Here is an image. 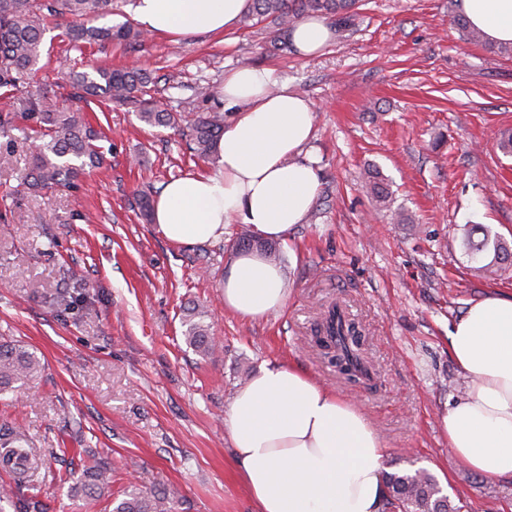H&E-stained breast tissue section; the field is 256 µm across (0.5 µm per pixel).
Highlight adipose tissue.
Segmentation results:
<instances>
[{"label": "adipose tissue", "mask_w": 512, "mask_h": 512, "mask_svg": "<svg viewBox=\"0 0 512 512\" xmlns=\"http://www.w3.org/2000/svg\"><path fill=\"white\" fill-rule=\"evenodd\" d=\"M253 0H136L135 21L171 42L234 28ZM470 27L492 45L512 44V0H462ZM310 57L335 37L324 16L289 32ZM224 124L215 170L164 184L153 222L170 241H220L233 224L262 240L287 241L319 190L310 155L314 104L271 70L238 66L221 89ZM224 308L261 321L288 302L282 268L257 250L237 252L224 274ZM450 354L467 380L441 417L448 447L475 473L512 478V296L471 304L454 324ZM224 430L259 512H382L385 444L355 403L317 383L299 365L263 364L233 396Z\"/></svg>", "instance_id": "adipose-tissue-1"}]
</instances>
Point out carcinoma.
Instances as JSON below:
<instances>
[{
  "mask_svg": "<svg viewBox=\"0 0 512 512\" xmlns=\"http://www.w3.org/2000/svg\"><path fill=\"white\" fill-rule=\"evenodd\" d=\"M357 0H253L251 18L266 28L267 42L282 51L288 48V31L301 18L320 14L336 19L346 27L353 24ZM112 12V0H0V89L12 92L21 80L31 74L41 58L42 35L46 18L66 21L65 36L73 46L113 42H141L143 32L129 25L102 23L100 19ZM153 83L152 74L139 68L110 69L97 67L90 72L73 74L69 97L79 102H117L139 111L140 119L151 127L175 128L186 123L189 149L197 158L208 161L217 158V145L224 132V114L199 112L186 121L182 115L168 111L163 104L147 99V89ZM24 115L33 121L45 141L31 154L24 183L31 189L69 186L85 174L86 169L103 164L104 156L96 144L98 132L90 125L79 107H61L51 97L39 95L28 102ZM376 201L388 206L392 193L379 174L370 175ZM260 246L273 262L280 259L279 249L272 244H258L253 235L242 230L236 246L250 249ZM493 249L490 269L512 258L499 237L491 236L483 225L472 227L466 237V249L476 258ZM208 311L193 305L183 309L181 323L186 327V344L206 357L216 347L205 322ZM320 346L334 349L336 366L348 379L356 381L362 375L361 334L355 322L324 321ZM44 369L41 359L23 345L11 341L0 343V391H8L17 383L36 376ZM17 434L15 446L0 451V467L10 473L15 487L23 486L29 469L32 449L22 444ZM387 494L384 512H460V507L443 493L436 477L424 468L403 470L385 475ZM70 495L81 500L112 497V475L101 464L87 466L83 475L69 486ZM14 490L0 491V512L9 504L13 512H40L38 503L25 498H13ZM122 499L112 512H172L176 492L162 487L149 493L137 488L122 492Z\"/></svg>",
  "mask_w": 512,
  "mask_h": 512,
  "instance_id": "obj_1",
  "label": "carcinoma"
}]
</instances>
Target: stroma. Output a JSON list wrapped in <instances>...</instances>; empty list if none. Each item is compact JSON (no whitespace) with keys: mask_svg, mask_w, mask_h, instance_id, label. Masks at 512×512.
Wrapping results in <instances>:
<instances>
[{"mask_svg":"<svg viewBox=\"0 0 512 512\" xmlns=\"http://www.w3.org/2000/svg\"><path fill=\"white\" fill-rule=\"evenodd\" d=\"M461 13V0H361L353 26L307 59L272 50L248 19L220 36L103 48L72 47L47 20L38 72L0 96V113L25 111L37 94L64 98L73 73L138 66L153 72L151 96L190 119L223 109L194 86L217 90L233 67H269L317 109L320 188L281 246L285 309L246 322L224 309L231 239L173 244L135 205L138 192L155 197L171 179L210 170L175 130L91 102L103 164L75 188L36 193L21 184L26 122L0 131V337L46 363L0 394V444L19 430L35 448L26 492L45 512H110L105 499L73 500L62 481L94 457L113 491L173 486L176 512H257L224 412L266 362L300 365L358 403L385 442L388 471L427 469L464 512H512V479L472 472L440 426L466 385L449 331L469 304L512 293V265L483 276L464 246L475 224L512 246V154L497 146L512 130V54L468 42L453 22ZM368 169L389 184L390 209L375 201ZM394 209L407 223H392ZM64 297L76 300L65 315ZM194 303L222 343L210 357L184 339L181 311ZM332 303L361 326L373 385L347 382L309 345Z\"/></svg>","mask_w":512,"mask_h":512,"instance_id":"1","label":"stroma"}]
</instances>
